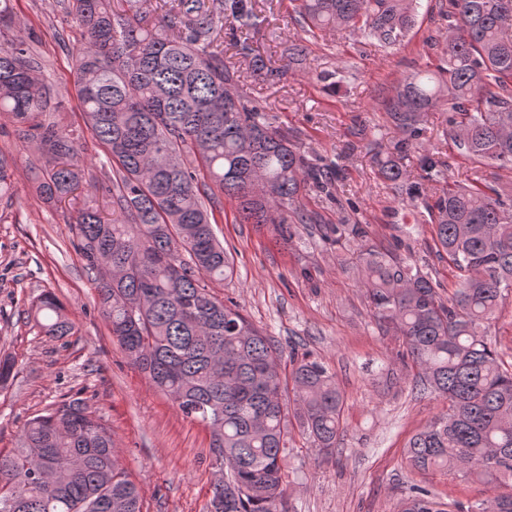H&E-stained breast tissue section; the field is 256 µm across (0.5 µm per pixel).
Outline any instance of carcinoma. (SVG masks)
<instances>
[{"mask_svg": "<svg viewBox=\"0 0 512 512\" xmlns=\"http://www.w3.org/2000/svg\"><path fill=\"white\" fill-rule=\"evenodd\" d=\"M171 0L155 25L112 0H66L81 29L72 54L86 129L111 169L90 181L121 219L95 204L74 210V248L93 277L96 303L112 340L149 384L210 431L208 512H280L287 418L312 446L337 448L344 394L321 361L282 354L231 300L213 288L236 277L217 238L222 198L238 224L272 225L285 241L297 224H320L299 196H333L337 168L314 162L269 122L242 88L240 63L271 82L242 32L257 25L252 0ZM417 0H296L294 24L311 36L339 27L394 44L415 20ZM446 48L432 69L399 82L384 102L403 138L378 174L402 184L404 157L418 149L425 113L444 107L457 153L475 163L465 184L444 181L446 162L421 157L433 184L426 203L437 252L457 270L444 299L439 284L407 259L360 252V284L378 324L402 338L415 383L448 402L406 447L418 472H454L493 490L453 512H512V368L500 364L486 329L512 296V194L488 184L485 169L512 170V0H448ZM12 0H0V114L33 145L35 190L49 202L75 198L85 178L83 130L51 120L57 106L39 79L43 63L24 32L11 37ZM229 40L236 61L224 59ZM16 195L0 157V201ZM336 240H361V224H331ZM46 336L75 334L63 304L46 291L32 305ZM0 512H142L140 488L113 448L112 430L79 397L24 424L16 448L0 452ZM402 512H447L410 487Z\"/></svg>", "mask_w": 512, "mask_h": 512, "instance_id": "1", "label": "carcinoma"}]
</instances>
